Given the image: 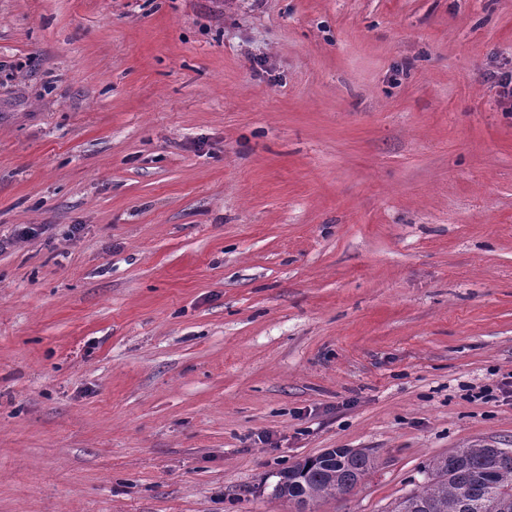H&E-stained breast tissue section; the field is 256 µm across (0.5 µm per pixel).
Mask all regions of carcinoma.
<instances>
[{
	"mask_svg": "<svg viewBox=\"0 0 512 512\" xmlns=\"http://www.w3.org/2000/svg\"><path fill=\"white\" fill-rule=\"evenodd\" d=\"M374 466V457L365 451L320 454L282 470L275 494L317 501L356 485ZM429 470L427 485L401 498L396 507L405 512H466L459 498L464 489L473 512H512V456L483 445L455 448L434 459Z\"/></svg>",
	"mask_w": 512,
	"mask_h": 512,
	"instance_id": "cac0c4a2",
	"label": "carcinoma"
}]
</instances>
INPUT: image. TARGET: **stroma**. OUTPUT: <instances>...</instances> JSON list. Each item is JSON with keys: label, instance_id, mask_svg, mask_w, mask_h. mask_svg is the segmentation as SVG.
Masks as SVG:
<instances>
[{"label": "stroma", "instance_id": "1", "mask_svg": "<svg viewBox=\"0 0 512 512\" xmlns=\"http://www.w3.org/2000/svg\"><path fill=\"white\" fill-rule=\"evenodd\" d=\"M503 70L512 0H0V512H290L327 448L377 463L312 512H392L512 448Z\"/></svg>", "mask_w": 512, "mask_h": 512}]
</instances>
